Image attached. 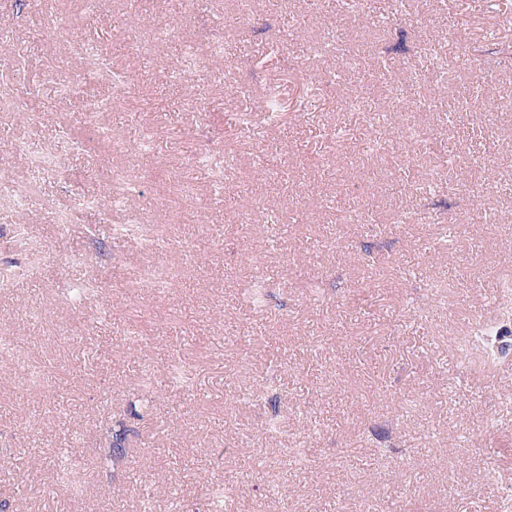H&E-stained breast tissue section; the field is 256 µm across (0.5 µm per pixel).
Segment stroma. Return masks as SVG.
Listing matches in <instances>:
<instances>
[{
    "instance_id": "35a3bbf8",
    "label": "stroma",
    "mask_w": 512,
    "mask_h": 512,
    "mask_svg": "<svg viewBox=\"0 0 512 512\" xmlns=\"http://www.w3.org/2000/svg\"><path fill=\"white\" fill-rule=\"evenodd\" d=\"M336 2L256 0L247 17L238 0H0L15 61L0 87L34 107L0 123V193L27 189L21 209L0 205V267L23 271L0 287V337L23 357L0 371V495L23 477L29 512H214L208 487L226 483L232 512H442L450 495L456 512H502L512 377L451 362L448 337L491 317L512 275V112L470 108L512 100V0H367L359 63L345 70L320 43L351 20ZM64 26L133 75L120 107L94 111L114 90L82 83L74 46L54 40ZM429 42L460 112L439 88L436 111L415 109L410 48ZM394 81L403 103L384 98ZM278 84L318 101L269 122L262 102ZM65 85L73 98L52 104ZM354 95L370 111H353ZM407 113L433 132L409 169ZM47 141L63 155L54 171L28 154ZM461 154L488 160L486 197L469 193ZM118 170L131 210L58 223L78 199H111ZM132 219L166 247L114 239ZM21 221L43 244L32 269L13 235ZM148 265L170 270L169 288H135ZM258 278L268 297L256 312L242 291ZM175 359L194 385L164 382ZM146 370L160 383L137 418ZM275 411L277 442L264 433ZM120 428L125 460L100 469ZM71 447L77 493L52 482L57 449Z\"/></svg>"
}]
</instances>
